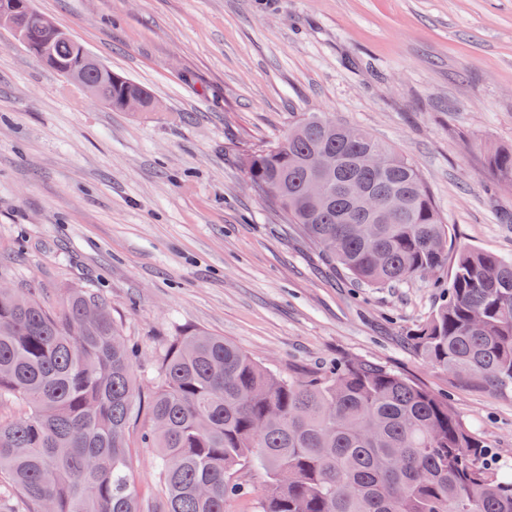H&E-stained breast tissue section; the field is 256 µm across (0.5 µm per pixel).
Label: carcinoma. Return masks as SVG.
Wrapping results in <instances>:
<instances>
[{
    "label": "carcinoma",
    "instance_id": "cac0c4a2",
    "mask_svg": "<svg viewBox=\"0 0 512 512\" xmlns=\"http://www.w3.org/2000/svg\"><path fill=\"white\" fill-rule=\"evenodd\" d=\"M25 49L53 69L75 70L101 103L125 111L147 89L88 65L85 48L46 41L43 14L24 17ZM311 113L286 137L241 160L248 181L297 224L330 261L367 286L399 284L448 263L449 225L415 166L363 129ZM373 151L382 167L364 168ZM323 155L336 159L327 174ZM489 161L512 184V151ZM324 177L331 205L317 210L307 187ZM359 186L379 203L406 199L382 220L347 194ZM407 336L436 368L462 381L512 389V261L457 250L446 299ZM132 350L92 288L68 293L62 311L30 291L0 288V479L27 512H143L130 467ZM150 402L146 443L158 449L164 512H229L248 492L244 471L262 472L257 512H512V475L489 464L490 444L448 404L385 365L344 358L323 374L283 378L220 336L191 331L169 346Z\"/></svg>",
    "mask_w": 512,
    "mask_h": 512
}]
</instances>
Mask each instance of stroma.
<instances>
[{"label":"stroma","mask_w":512,"mask_h":512,"mask_svg":"<svg viewBox=\"0 0 512 512\" xmlns=\"http://www.w3.org/2000/svg\"><path fill=\"white\" fill-rule=\"evenodd\" d=\"M157 111L115 112L0 28V281L51 309L94 288L137 351L130 476L163 501L139 440L178 336L224 337L284 375L386 364L447 395L512 462V390L465 383L407 341L451 276L367 288L330 268L248 181L241 157L307 114L358 126L422 176L453 245L512 259V0H32ZM489 161L495 171L496 183L512 184V151L497 150L491 154Z\"/></svg>","instance_id":"1"}]
</instances>
